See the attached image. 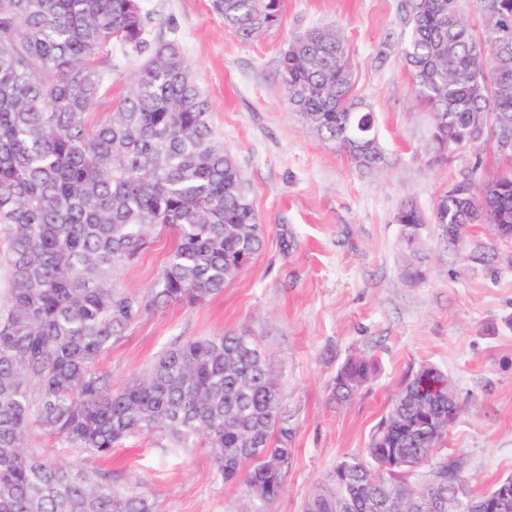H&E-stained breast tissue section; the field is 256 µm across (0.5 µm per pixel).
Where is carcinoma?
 <instances>
[{
    "instance_id": "carcinoma-1",
    "label": "carcinoma",
    "mask_w": 512,
    "mask_h": 512,
    "mask_svg": "<svg viewBox=\"0 0 512 512\" xmlns=\"http://www.w3.org/2000/svg\"><path fill=\"white\" fill-rule=\"evenodd\" d=\"M244 40L278 26L284 0H211ZM400 56L414 97L432 116L435 161L512 132V0H404ZM143 0H0V224L10 228V288L0 303V512H156L142 492L28 446L40 431L65 448L110 458L145 433L165 452L202 445L215 478L239 485L251 512L282 495L295 429L280 385L248 330L164 349L143 377L112 384L99 358L149 310L198 306L261 252L264 227L211 107L178 45L147 41ZM151 51L108 116L88 115L112 90V48ZM493 72L491 82L483 78ZM288 104L324 142L367 172L386 165L374 113L351 97L354 65L339 33L308 30L279 58ZM478 184L462 172L431 213L405 202L394 217L410 247L434 224L456 242L469 224L512 223V162ZM173 235L147 296L114 281L153 239ZM370 359L350 357L333 396L368 382ZM462 410L439 369L408 374L370 434L365 455L341 461L302 512H435L460 488L440 456L448 419ZM431 464L430 477L411 469Z\"/></svg>"
}]
</instances>
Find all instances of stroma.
<instances>
[{"label":"stroma","instance_id":"1","mask_svg":"<svg viewBox=\"0 0 512 512\" xmlns=\"http://www.w3.org/2000/svg\"><path fill=\"white\" fill-rule=\"evenodd\" d=\"M402 0H286L280 26L242 40L210 0H144L148 39L177 41L211 104V123L241 169L266 226L253 263L197 307L144 315L99 366L122 385L170 343L250 330L277 375L296 428L293 460L271 512H302L312 490L345 457L364 452L405 375L431 364L447 373L462 412L445 439L473 493L512 476V241L468 226L445 242L428 225L420 251L407 248L394 216L406 201L431 211L473 161L471 148L432 162L431 115L411 94L399 46ZM313 27L338 29L353 58L354 97L376 116L389 164L370 174L309 132L289 108L280 52ZM172 246L164 235L115 281L141 297ZM416 263L422 278L406 279ZM371 357L368 385L334 402L338 369ZM159 434L137 437L111 459L86 457L33 434L34 452L144 491L157 512H249L240 487L215 479L207 448L163 454Z\"/></svg>","mask_w":512,"mask_h":512}]
</instances>
